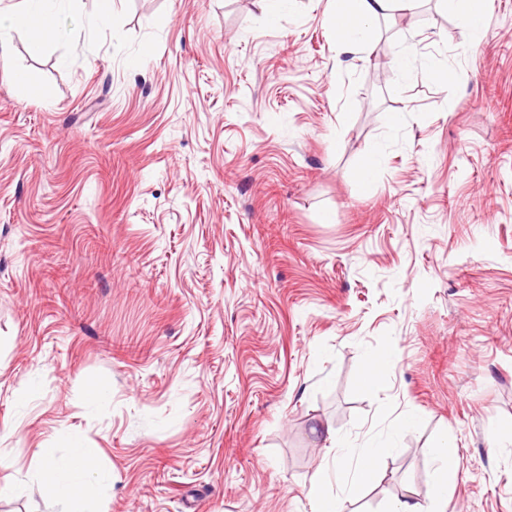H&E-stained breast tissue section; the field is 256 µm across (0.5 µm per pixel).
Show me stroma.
<instances>
[{"instance_id":"1","label":"stroma","mask_w":512,"mask_h":512,"mask_svg":"<svg viewBox=\"0 0 512 512\" xmlns=\"http://www.w3.org/2000/svg\"><path fill=\"white\" fill-rule=\"evenodd\" d=\"M328 9L67 0L41 54L9 34L0 485L76 436L100 512H316L331 430L383 447L340 512H512V0L475 39L424 0L341 57ZM435 462L434 480L439 491H444L448 483L456 480L457 471L453 458L448 454L447 448L441 444L433 445L429 450Z\"/></svg>"}]
</instances>
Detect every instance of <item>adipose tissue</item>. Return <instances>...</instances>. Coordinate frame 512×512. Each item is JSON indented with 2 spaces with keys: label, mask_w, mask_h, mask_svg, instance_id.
Here are the masks:
<instances>
[{
  "label": "adipose tissue",
  "mask_w": 512,
  "mask_h": 512,
  "mask_svg": "<svg viewBox=\"0 0 512 512\" xmlns=\"http://www.w3.org/2000/svg\"><path fill=\"white\" fill-rule=\"evenodd\" d=\"M63 0H20L18 6L0 10V37L10 31L27 32L29 50L40 53L45 31L54 28L59 20ZM420 0H331V11L326 20L336 34V43L343 52L366 48L373 24L393 11L415 10ZM376 449H368L356 463H349L347 454L336 455L331 466L318 469L311 478L312 489H320L329 482L331 474L352 469L355 479L362 483L375 477ZM51 492L63 505L64 512H98L102 485L112 475L98 466L96 449L72 440L68 451L56 455L53 449L42 452L39 464L25 475Z\"/></svg>",
  "instance_id": "obj_1"
}]
</instances>
